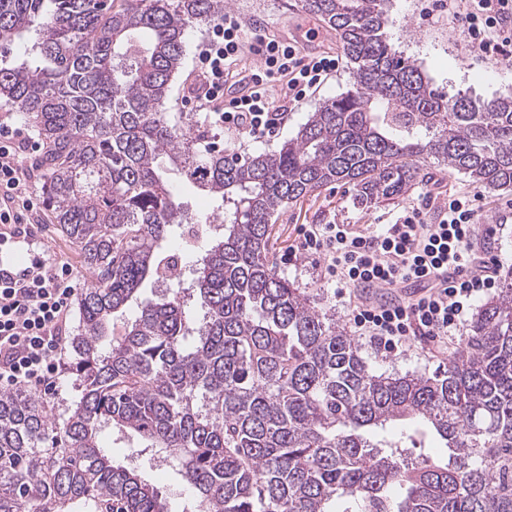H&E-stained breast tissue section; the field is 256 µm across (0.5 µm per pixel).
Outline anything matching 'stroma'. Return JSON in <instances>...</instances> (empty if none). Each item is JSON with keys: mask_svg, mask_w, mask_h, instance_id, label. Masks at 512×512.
Here are the masks:
<instances>
[{"mask_svg": "<svg viewBox=\"0 0 512 512\" xmlns=\"http://www.w3.org/2000/svg\"><path fill=\"white\" fill-rule=\"evenodd\" d=\"M420 8L421 0H390L385 32L404 56L417 61L436 87L452 93L461 91L483 100L512 94V63L476 61L460 20L446 11L424 17ZM224 9L238 16L244 24H260L270 37L281 43L295 45L306 53L333 56L338 61L335 72L315 93L289 105L288 119L277 137L264 143L224 141L220 147L225 153L245 155L277 149L282 141L294 135L310 112L351 89L353 74L336 31L319 16L304 10L300 0H224ZM205 34L202 26L188 31L183 65L165 101L168 118L181 126L191 125L197 118L185 100L197 81L193 61ZM423 166L426 180L398 199H384L364 208L357 205L351 188L331 184L320 193L290 204L273 227L270 254L278 271L299 287L319 294L324 306L335 309L347 332H354L355 327L347 316L343 291L324 279L323 259L298 252L296 229L299 225L350 224L355 230L366 232L375 225L392 222L400 210L409 206L425 208L426 219L432 222L449 192L468 191L480 196L478 213L484 233L478 246L480 257L492 269L512 266V191L473 184L462 173L430 157L424 158ZM35 225L43 235L45 256L68 261L80 284H88L91 276L77 246L61 237L48 211H41ZM360 344L363 356L378 373L397 370L431 374L441 370L448 360L447 355L425 353L416 344L397 353L372 346L365 338Z\"/></svg>", "mask_w": 512, "mask_h": 512, "instance_id": "35a3bbf8", "label": "stroma"}]
</instances>
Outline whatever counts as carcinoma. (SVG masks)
I'll list each match as a JSON object with an SVG mask.
<instances>
[{"mask_svg": "<svg viewBox=\"0 0 512 512\" xmlns=\"http://www.w3.org/2000/svg\"><path fill=\"white\" fill-rule=\"evenodd\" d=\"M302 5L353 88L239 160L165 112L187 31L224 0H0V100L41 140L45 206L91 274L73 404L0 391V512H512V267L448 368L377 374L269 257L285 206L332 183L399 198L422 155L512 188V96L435 88L388 42L387 0ZM28 32L38 62L7 57ZM173 176L212 214L188 216ZM424 439L444 456L412 461ZM120 443L164 459L174 490L115 462Z\"/></svg>", "mask_w": 512, "mask_h": 512, "instance_id": "carcinoma-1", "label": "carcinoma"}]
</instances>
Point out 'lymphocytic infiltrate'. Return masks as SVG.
Segmentation results:
<instances>
[{
  "label": "lymphocytic infiltrate",
  "mask_w": 512,
  "mask_h": 512,
  "mask_svg": "<svg viewBox=\"0 0 512 512\" xmlns=\"http://www.w3.org/2000/svg\"><path fill=\"white\" fill-rule=\"evenodd\" d=\"M462 2L459 17L472 48L485 58L511 60L512 0ZM247 52L261 65L245 93L225 98ZM336 65V59L301 53L228 13L210 27L196 54L201 88L194 109L227 136L261 142L277 135L287 116L285 106L274 104L273 88L286 86L293 101H300L320 88ZM19 151L12 130L0 128V224L13 227L11 234L0 233V251L41 243L25 225L36 201L23 189ZM478 233L475 195L455 192L436 223L413 206L400 211L394 223L361 234L346 224H304L297 249L323 258L329 280L345 288L427 281L425 293L402 303L351 302L350 316L361 335L386 350L405 349L418 336L444 349L460 337L475 302L495 286L486 270L472 267ZM77 288L69 263L37 255L20 269L0 260V386H55V356Z\"/></svg>",
  "instance_id": "f902f5d3"
}]
</instances>
